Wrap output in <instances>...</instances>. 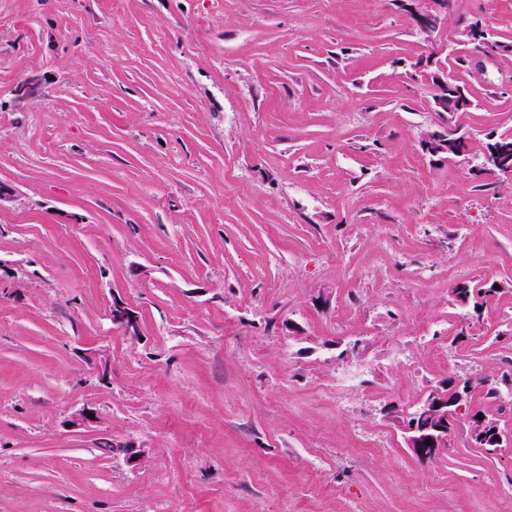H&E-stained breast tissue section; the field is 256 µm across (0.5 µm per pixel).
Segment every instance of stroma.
<instances>
[{
    "mask_svg": "<svg viewBox=\"0 0 512 512\" xmlns=\"http://www.w3.org/2000/svg\"><path fill=\"white\" fill-rule=\"evenodd\" d=\"M510 132L512 0H0V512H512ZM436 134H432L431 137H434ZM427 137L425 139V149L427 152L432 154H448L449 157H460L467 154V152L471 151L472 144L467 140L466 147L468 151L463 148H458L457 144L453 142V140L447 141L446 137L437 136L436 138ZM500 144L502 149L506 150L509 154L512 153V136L508 135H499L496 138L488 139V141L482 144V153L492 149L494 146L498 147ZM477 167V171L482 174H512V161L510 157L505 156L496 148L492 151H486ZM112 324L120 328L127 335H136L138 332L137 313L123 300L113 298L109 310ZM466 396L461 389H457L456 395L449 398L445 388H430L414 409L402 417L401 422L398 421L407 447L421 457H433L446 450L459 405ZM419 417L421 422L418 421ZM470 441L473 444H477V441L479 442L480 448H483L487 453L496 452L495 447L490 443H482L487 440H491L492 442H498L500 441L501 444L504 443V441L511 442V434L508 435V438H504L499 426L492 421H488L486 419L477 420L473 422V426L470 431Z\"/></svg>",
    "mask_w": 512,
    "mask_h": 512,
    "instance_id": "1",
    "label": "stroma"
}]
</instances>
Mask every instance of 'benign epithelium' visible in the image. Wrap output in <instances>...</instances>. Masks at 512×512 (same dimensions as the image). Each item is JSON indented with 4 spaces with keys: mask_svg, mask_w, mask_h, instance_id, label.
I'll use <instances>...</instances> for the list:
<instances>
[{
    "mask_svg": "<svg viewBox=\"0 0 512 512\" xmlns=\"http://www.w3.org/2000/svg\"><path fill=\"white\" fill-rule=\"evenodd\" d=\"M426 151L432 154H448L450 157H460L467 150L457 147L453 141L442 136L428 137L424 143ZM477 171L482 174H512V159L498 149L483 154ZM112 324L127 335L138 332L137 313L123 300L112 298L109 310ZM466 394L457 390L453 397H448L445 389L434 387L427 391L414 409L402 417L401 427L407 447L413 449L421 457H433L448 447V435L455 426L459 405L465 400ZM472 442H503L499 426L486 419L473 422L470 431Z\"/></svg>",
    "mask_w": 512,
    "mask_h": 512,
    "instance_id": "benign-epithelium-1",
    "label": "benign epithelium"
}]
</instances>
